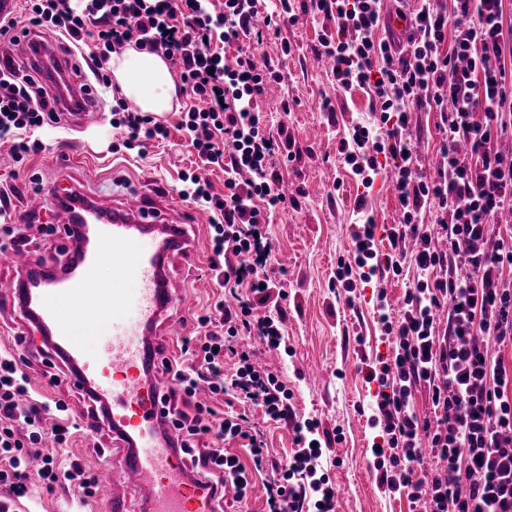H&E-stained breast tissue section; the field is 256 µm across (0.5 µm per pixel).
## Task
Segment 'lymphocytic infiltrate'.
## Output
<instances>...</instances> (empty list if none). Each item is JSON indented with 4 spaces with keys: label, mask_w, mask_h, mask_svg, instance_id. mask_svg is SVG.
<instances>
[{
    "label": "lymphocytic infiltrate",
    "mask_w": 512,
    "mask_h": 512,
    "mask_svg": "<svg viewBox=\"0 0 512 512\" xmlns=\"http://www.w3.org/2000/svg\"><path fill=\"white\" fill-rule=\"evenodd\" d=\"M310 2L314 13L336 24L335 38L322 41L321 53L332 62L337 87L367 90L379 114L374 125L354 126L342 143L343 160L367 190L390 165L403 214L389 237L391 254L380 255L375 219L366 197H359L352 255L339 258L336 281L350 293L371 278L401 275L408 261L422 275L406 290L397 314H390L386 292L377 295L379 322L395 347L392 363L368 375L379 387L378 484L406 494L419 512H512V364L498 350L512 340V292L501 286L505 271H512V225L497 223L499 211L512 206V159L496 147L498 136L512 130L503 0H450L446 6L421 0L401 48L376 36L383 0ZM23 10L25 19H0V43L17 45L34 27L57 34L69 57L90 59L92 82L101 89L112 87V56L131 47L176 66L181 90L194 102L181 115V130L201 161L225 164L223 194L212 193L195 173L186 175L182 192L207 217L214 281L236 304L215 301L198 318L207 333L183 339L182 360L166 365L184 396L182 404L168 406L185 436L181 455L210 485L231 487L237 504L247 503L253 472L270 469L280 477L265 487L267 512H335L333 485L315 476L323 454L318 440L281 463L270 458L262 431L247 414L219 418L195 400L204 384L212 395L228 393L260 408L268 419L292 417L284 383L259 365L256 350L240 343L256 336L276 350L283 340L280 322L258 313L276 287L264 271L273 248L267 213L287 203L272 165L281 145L252 106L273 76L252 56L230 65L211 47L216 39L262 37L273 18L254 27L256 0H223L218 7L212 0H24ZM55 100L12 57L0 62V143L10 144L15 162L42 151L29 133L55 121ZM428 106L448 128L432 178L414 175L416 153L404 137L412 110ZM112 126L122 130L128 150L168 136L164 124L121 99L112 108ZM434 206L440 211L437 238L423 222ZM440 310L446 315L441 332L435 321ZM421 386L431 399L429 418L412 404ZM50 410L15 354L0 350V487L6 500L28 492L23 451L41 460L42 480L88 491L80 463L55 469L52 447L68 441L70 428L50 422ZM209 433L213 447L193 448L192 439ZM233 441L248 449L251 466L232 452ZM425 447L435 467H425Z\"/></svg>",
    "instance_id": "1"
}]
</instances>
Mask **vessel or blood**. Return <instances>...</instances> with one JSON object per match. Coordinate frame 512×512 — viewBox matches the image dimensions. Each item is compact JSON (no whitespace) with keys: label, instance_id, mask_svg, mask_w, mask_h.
Returning a JSON list of instances; mask_svg holds the SVG:
<instances>
[{"label":"vessel or blood","instance_id":"b4317fda","mask_svg":"<svg viewBox=\"0 0 512 512\" xmlns=\"http://www.w3.org/2000/svg\"><path fill=\"white\" fill-rule=\"evenodd\" d=\"M75 89L62 111L80 124L97 123L99 113ZM158 198L130 192L112 207L110 218L79 227L85 247L64 270L52 258L29 250L0 252V264L14 268L0 278V299L13 297L25 324L45 334L44 343L66 367L68 384L92 391L102 419L118 440L121 462L98 489L112 512H126L122 483L145 493L147 512H218V496L199 483L177 452L179 434L165 404L172 380L161 362L156 336L174 306L168 263L176 252L207 251V240L191 236L190 221L166 225ZM112 260V276L101 272ZM97 337L88 348L86 337Z\"/></svg>","mask_w":512,"mask_h":512}]
</instances>
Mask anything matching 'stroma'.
<instances>
[{"instance_id": "35a3bbf8", "label": "stroma", "mask_w": 512, "mask_h": 512, "mask_svg": "<svg viewBox=\"0 0 512 512\" xmlns=\"http://www.w3.org/2000/svg\"><path fill=\"white\" fill-rule=\"evenodd\" d=\"M304 2L259 0L261 15L278 17V31H267L260 40L244 39L223 47L227 62L246 53L278 74L274 92L256 99L253 106L263 113L268 129L287 140L291 155L290 160L276 162L282 186L293 202L269 218L268 231L277 253L266 267L285 292L284 298L273 299L265 307L267 313L282 314L285 340L279 351L262 352L261 361L290 390L289 404L297 419L313 418L319 423L314 436L323 448L322 470L333 484L344 488L337 496L336 512H411L406 496L384 491L376 480L371 448L380 442L381 430L372 426L370 418L378 386L367 382L366 373L394 354L378 323V291H386L391 306L399 307L418 273L413 265H405L400 277L358 285L350 296L336 284V260L349 248L359 194L357 178L344 164L339 149L355 123L372 122L374 116L372 100L365 91L340 90L331 70L311 67L310 58L321 39L333 34L334 24L324 16L304 14ZM289 11L299 14L298 23L286 20ZM325 101L330 104L326 110L321 107ZM112 105L111 96L101 98L100 120L93 126L68 124L35 130L34 138L41 140L45 149L23 163H15L8 148L0 147V186L9 197L10 209H17L28 193L47 182L63 177L80 182L82 170L72 165L68 156L84 151L100 166L96 182L87 187L89 193L107 204L130 191L156 193L169 204L165 212L168 223H179L187 215L194 221V236H207L206 216L181 197L182 176L185 171L198 170L220 194L225 174L222 166L202 163L189 150L187 133L178 128L181 111L190 106L189 98L177 94L172 110L160 118L169 128L168 139L148 144L141 159L115 151L121 135L112 127ZM439 123L435 111L414 114L410 137L427 173L433 172L441 159L445 133ZM389 185L388 175H379L369 197L376 237L385 254L390 251L387 233L399 211ZM169 269L177 303L173 320L196 329L197 316L209 312L220 294L210 259L189 251L175 257ZM18 321L17 312L0 305V349L20 350L33 388L62 402L78 424L68 442L54 448L57 467L64 470L71 461H85L90 440L104 457L119 460L111 434L92 427L89 402L82 392L63 383L52 384L58 365L45 354L19 345L11 333ZM211 406L221 414L247 411L263 432L271 458L286 461L294 449L291 423L263 419L258 408L231 405L223 397ZM17 508L19 512H108L107 505L96 497L83 501L64 487L47 489L36 478Z\"/></svg>"}]
</instances>
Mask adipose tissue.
Returning <instances> with one entry per match:
<instances>
[{"mask_svg": "<svg viewBox=\"0 0 512 512\" xmlns=\"http://www.w3.org/2000/svg\"><path fill=\"white\" fill-rule=\"evenodd\" d=\"M112 73L125 98L139 111H170L174 85L165 59L136 49L113 58Z\"/></svg>", "mask_w": 512, "mask_h": 512, "instance_id": "adipose-tissue-1", "label": "adipose tissue"}]
</instances>
